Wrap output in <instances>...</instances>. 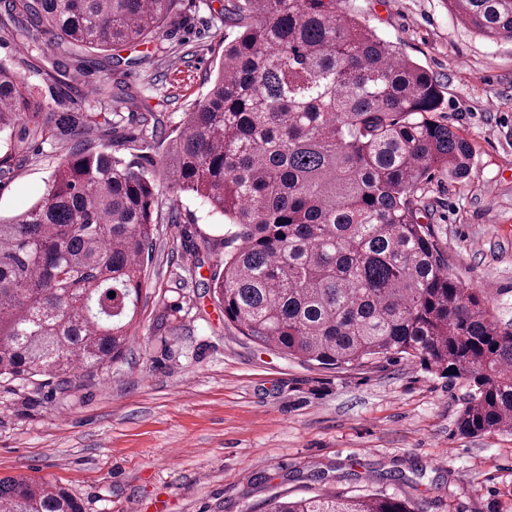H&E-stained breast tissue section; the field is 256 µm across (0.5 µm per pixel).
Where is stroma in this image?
I'll list each match as a JSON object with an SVG mask.
<instances>
[{
	"instance_id": "obj_1",
	"label": "stroma",
	"mask_w": 512,
	"mask_h": 512,
	"mask_svg": "<svg viewBox=\"0 0 512 512\" xmlns=\"http://www.w3.org/2000/svg\"><path fill=\"white\" fill-rule=\"evenodd\" d=\"M227 0H181L149 44L121 49L137 107L107 138L126 152L143 115L178 124L215 74ZM442 87L436 117L473 148L468 177L437 172L418 213L449 274L512 320V40L461 24L448 0H342ZM25 49L0 30L7 62L62 110L110 89V63L77 83L49 78L52 36ZM68 144L12 146L0 173V217L44 194ZM145 259L134 336L97 380L68 389L0 379V477H36L84 512H265L276 495L329 490L398 494L418 512H512V436L459 433L469 385L400 359L334 369L289 358L242 336L203 284L220 269L224 223L189 193H162Z\"/></svg>"
}]
</instances>
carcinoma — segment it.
<instances>
[{"label":"carcinoma","mask_w":512,"mask_h":512,"mask_svg":"<svg viewBox=\"0 0 512 512\" xmlns=\"http://www.w3.org/2000/svg\"><path fill=\"white\" fill-rule=\"evenodd\" d=\"M180 0H0V29L55 36V72L91 50L150 41ZM460 22L512 39V0H448ZM211 86L164 137L143 119L129 156L91 146L134 99L115 80L57 112L0 61V134L78 141L46 194L0 219V377L92 383L120 358L143 288L159 192L224 218L222 273L205 283L249 340L324 366L391 357L461 376V434H512V325L448 273L416 193L435 170L471 172L439 123L440 84L339 0H234ZM115 297H109V293ZM7 512H83L58 485L0 478ZM267 512H415L406 497L321 492Z\"/></svg>","instance_id":"cac0c4a2"}]
</instances>
